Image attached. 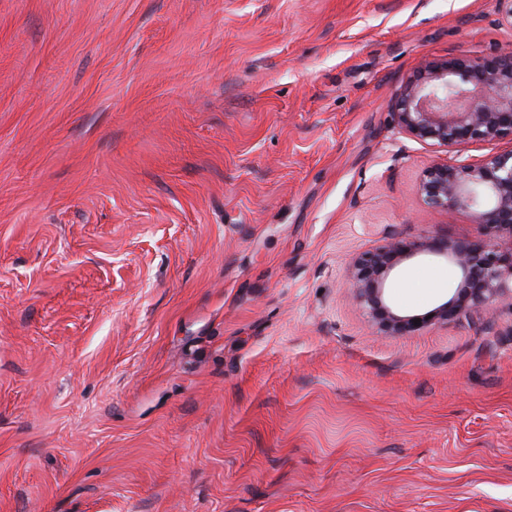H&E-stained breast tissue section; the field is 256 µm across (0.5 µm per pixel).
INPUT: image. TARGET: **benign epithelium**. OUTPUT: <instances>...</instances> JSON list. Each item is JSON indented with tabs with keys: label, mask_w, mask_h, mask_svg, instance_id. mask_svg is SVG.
Listing matches in <instances>:
<instances>
[{
	"label": "benign epithelium",
	"mask_w": 512,
	"mask_h": 512,
	"mask_svg": "<svg viewBox=\"0 0 512 512\" xmlns=\"http://www.w3.org/2000/svg\"><path fill=\"white\" fill-rule=\"evenodd\" d=\"M393 116L401 133L435 152L417 194L450 216L477 211L482 232L476 238L391 237L351 257L347 283L356 302L389 335L447 323L465 311L492 315L500 305L512 306V148L479 162L451 157L470 143L512 141V49L473 60L425 62L402 85ZM421 255L448 260L460 274V288L455 298L426 313L402 315L389 304L386 281L402 261Z\"/></svg>",
	"instance_id": "7a95c632"
}]
</instances>
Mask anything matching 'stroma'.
<instances>
[{
	"label": "stroma",
	"instance_id": "stroma-1",
	"mask_svg": "<svg viewBox=\"0 0 512 512\" xmlns=\"http://www.w3.org/2000/svg\"><path fill=\"white\" fill-rule=\"evenodd\" d=\"M510 45L497 0H0V512H512V308L346 286L480 234L392 108Z\"/></svg>",
	"mask_w": 512,
	"mask_h": 512
}]
</instances>
